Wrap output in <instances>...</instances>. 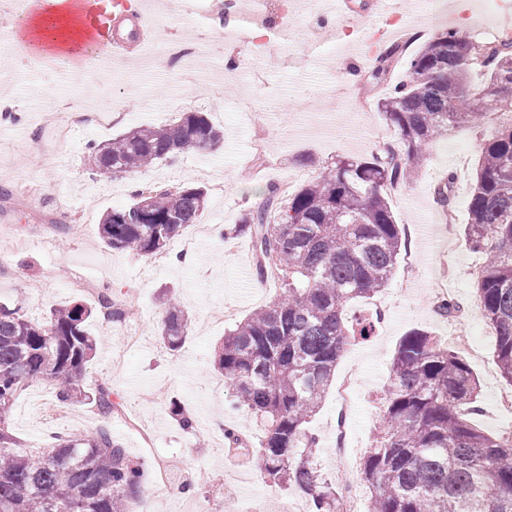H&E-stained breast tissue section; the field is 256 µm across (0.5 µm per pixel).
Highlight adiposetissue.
<instances>
[{
	"label": "adipose tissue",
	"mask_w": 512,
	"mask_h": 512,
	"mask_svg": "<svg viewBox=\"0 0 512 512\" xmlns=\"http://www.w3.org/2000/svg\"><path fill=\"white\" fill-rule=\"evenodd\" d=\"M53 16H45L41 8L29 14L20 39L39 55L71 56L82 52L86 30L77 13L74 0H53Z\"/></svg>",
	"instance_id": "obj_1"
}]
</instances>
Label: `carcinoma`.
<instances>
[{
	"mask_svg": "<svg viewBox=\"0 0 512 512\" xmlns=\"http://www.w3.org/2000/svg\"><path fill=\"white\" fill-rule=\"evenodd\" d=\"M400 46L379 50L366 84L387 81ZM478 70L484 83L470 81ZM512 96V36L479 46L462 31H443L407 63L405 79L377 99L401 147L368 157H341L292 192L268 184L262 201L230 232L247 235L257 278L280 282L281 294L255 310L214 350V368L262 433L252 449L265 477L307 495L311 512H339V493L315 461L318 439L307 430L352 340L372 333L366 319L344 315L357 298L377 294L406 250L401 225L382 192L411 183L435 139L480 124L491 100ZM498 127L479 144L464 228L465 245L481 252L475 295L496 330V364L512 385V108L498 109ZM223 132L201 112L178 122L123 132L91 144L89 168L127 173L220 144ZM454 173L434 188L435 203L452 209ZM137 201L108 212L99 225L117 250L156 256L196 223L206 192L192 185L138 189ZM99 307L55 308L35 322L0 304V512H131L141 497L144 467L102 427L89 436L16 448L10 417L16 394L47 380L56 399L95 401L110 416L112 389L89 395L80 376L96 351L86 323L96 311L121 322L126 309L103 294ZM161 341L184 344L188 316L168 298ZM392 385L383 417L361 462L369 512H512V442L471 424L479 382L463 356L426 329L401 338L392 356Z\"/></svg>",
	"mask_w": 512,
	"mask_h": 512,
	"instance_id": "obj_1",
	"label": "carcinoma"
}]
</instances>
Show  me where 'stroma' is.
Returning a JSON list of instances; mask_svg holds the SVG:
<instances>
[{"label":"stroma","mask_w":512,"mask_h":512,"mask_svg":"<svg viewBox=\"0 0 512 512\" xmlns=\"http://www.w3.org/2000/svg\"><path fill=\"white\" fill-rule=\"evenodd\" d=\"M224 0H138L137 10L150 18L144 41L157 48L146 68L132 69L137 51L126 44L105 67L84 72L63 57L47 68L33 53L15 50L0 54V95L14 112L0 120V188L11 196L0 200V235L19 236L4 256L11 267L0 275V304L19 308L42 321L50 309L81 302L97 304L101 293L134 307L126 324H106L95 314L86 328L101 340L81 380L86 391L111 388L116 401L138 416L153 432L155 448L146 452L137 433L116 419H105L88 402L58 404L50 384L37 380L17 395L10 431L17 447L29 448L53 438L88 435L109 426L132 459L152 465L154 456L173 463L174 492L155 501L157 512H257L263 499L307 504V497L269 482L264 476L236 485L227 492V460L217 447L225 427L246 433L259 444L261 433L250 413L234 408L224 378L213 368V351L224 337V326L205 322L208 311L233 304L237 318L269 305L280 293L276 280L257 281L247 237L224 234L238 223L243 211L258 204L266 185L300 186L315 166L337 157H366L395 140L397 133L375 106L376 92L364 79L352 76L354 67L374 57L376 43L406 42L418 30L429 34L456 28L474 35L498 27L511 12L506 0H444L438 14L419 10L417 0H390L381 12L379 0H289L287 12L272 9L261 19L246 12L241 0L228 24L218 13ZM344 40H337L336 29ZM277 35L280 47H297L285 67L253 68L246 56L238 71L226 74L224 57L244 40ZM205 46L204 66L192 71L186 59L168 56L169 41ZM77 96L83 110L112 108L121 122L85 128L71 136H56L62 98ZM201 112L223 128L222 150L188 153L159 162L134 174L100 175L86 163L88 146L102 143L133 128L168 125L182 113ZM496 129L493 120L461 127L438 138L429 159L412 185L391 192L396 219L408 239L414 264L399 262L388 285L376 299H356L349 313L370 315L375 302L389 306L388 317L371 336L356 339L340 359L337 376L357 372L355 405L346 421L352 464H359L381 418V397L390 384V363L399 340L411 329L424 328L450 346L480 342V358L468 363L478 378L480 410L475 427L489 435L512 426V413L499 404L511 388L495 361V339L480 336L485 319L475 298L472 271L483 258L464 244L472 176L478 145ZM56 143L44 154L42 140ZM454 173L453 208L443 215L433 196L434 186ZM179 186L192 184L207 191V206L185 237L198 224L210 227L202 238L203 254L194 262L177 263L179 241L163 254L162 267L153 258L108 247L99 226L107 211L129 206L136 189L153 180ZM452 269H445L443 256ZM407 292H400L401 283ZM447 289L459 302L460 316L444 319L435 312L437 289ZM178 301L189 316L190 328L176 352L160 342L165 317L163 297ZM137 331L141 341L126 349L124 364L113 368V350L121 347L124 328ZM179 402L192 419L184 429L170 411ZM336 392L328 390L308 430L319 440L315 453L319 469L333 479L332 452L336 438Z\"/></svg>","instance_id":"stroma-1"}]
</instances>
